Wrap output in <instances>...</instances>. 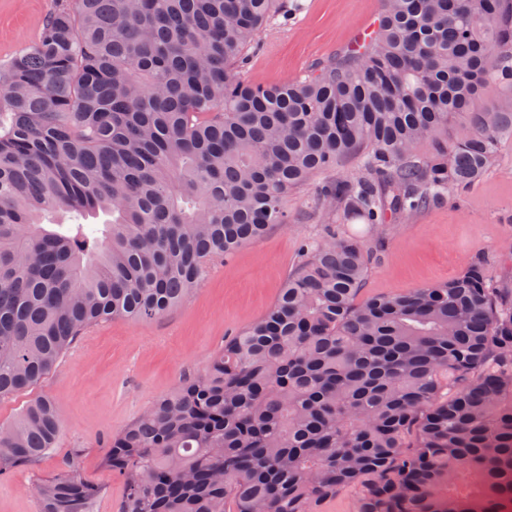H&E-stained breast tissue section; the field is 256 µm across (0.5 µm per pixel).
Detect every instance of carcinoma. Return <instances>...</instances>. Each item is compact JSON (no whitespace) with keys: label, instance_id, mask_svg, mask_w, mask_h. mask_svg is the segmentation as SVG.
Returning <instances> with one entry per match:
<instances>
[{"label":"carcinoma","instance_id":"carcinoma-1","mask_svg":"<svg viewBox=\"0 0 512 512\" xmlns=\"http://www.w3.org/2000/svg\"><path fill=\"white\" fill-rule=\"evenodd\" d=\"M277 0H56L0 67V398L91 326L159 317L209 265L288 221L323 223L265 315L107 441L121 512H501L512 501V275L363 296L392 219L480 180L512 136V0H384L379 28L304 78L239 73ZM457 134L448 125L457 119ZM427 146L425 154L418 148ZM103 212L99 229L80 217ZM50 221L51 228L43 227ZM359 221L369 248L345 225ZM47 396L0 426V476L55 447ZM40 512H92L65 463ZM357 494L353 490H343L336 494V498L323 502L319 512H357Z\"/></svg>","mask_w":512,"mask_h":512}]
</instances>
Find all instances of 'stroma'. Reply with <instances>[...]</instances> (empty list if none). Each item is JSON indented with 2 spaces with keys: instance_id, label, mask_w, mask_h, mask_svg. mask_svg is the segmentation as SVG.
Returning a JSON list of instances; mask_svg holds the SVG:
<instances>
[{
  "instance_id": "obj_1",
  "label": "stroma",
  "mask_w": 512,
  "mask_h": 512,
  "mask_svg": "<svg viewBox=\"0 0 512 512\" xmlns=\"http://www.w3.org/2000/svg\"><path fill=\"white\" fill-rule=\"evenodd\" d=\"M258 37L240 75L254 85L283 84L338 60L358 27L379 16L381 0H284ZM55 0H0V66L38 38ZM314 186L289 195V219L263 239L215 262L190 297L148 320L111 319L89 328L32 392L0 399V425L10 424L31 396L50 397L58 411L56 446L41 461L0 477V512H39L34 482L60 474L66 461L101 494L95 512H120L122 482L104 462L107 440L189 376L203 375L224 341L261 318L299 261L302 240L321 222ZM512 139L461 197L387 226L364 291L394 295L462 273L477 259L494 274L512 272Z\"/></svg>"
}]
</instances>
